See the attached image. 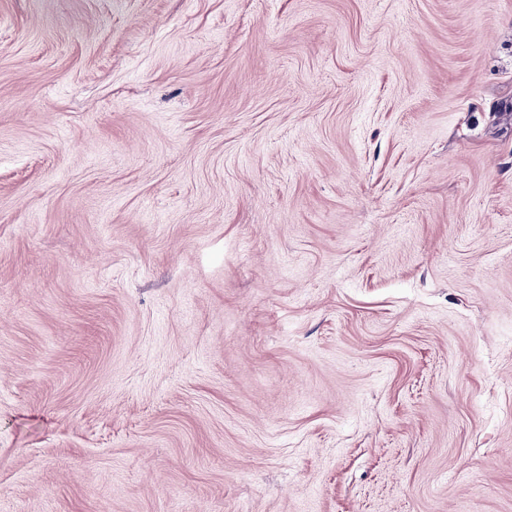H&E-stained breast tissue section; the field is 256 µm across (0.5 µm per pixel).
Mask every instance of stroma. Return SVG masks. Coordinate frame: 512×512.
<instances>
[{
    "mask_svg": "<svg viewBox=\"0 0 512 512\" xmlns=\"http://www.w3.org/2000/svg\"><path fill=\"white\" fill-rule=\"evenodd\" d=\"M0 512H512V0H0Z\"/></svg>",
    "mask_w": 512,
    "mask_h": 512,
    "instance_id": "35a3bbf8",
    "label": "stroma"
}]
</instances>
